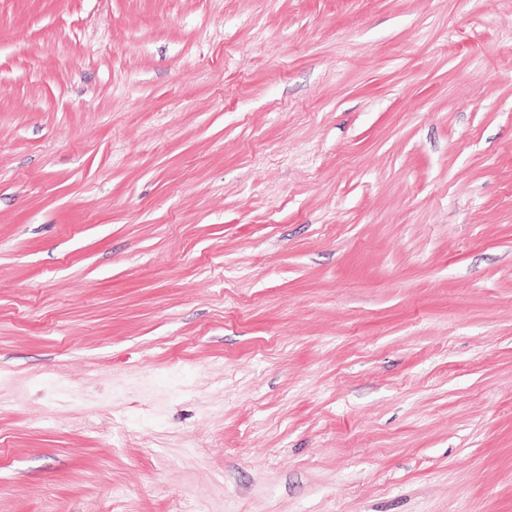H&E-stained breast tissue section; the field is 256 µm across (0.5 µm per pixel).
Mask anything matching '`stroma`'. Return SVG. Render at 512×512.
I'll use <instances>...</instances> for the list:
<instances>
[{
  "instance_id": "obj_1",
  "label": "stroma",
  "mask_w": 512,
  "mask_h": 512,
  "mask_svg": "<svg viewBox=\"0 0 512 512\" xmlns=\"http://www.w3.org/2000/svg\"><path fill=\"white\" fill-rule=\"evenodd\" d=\"M0 512H512V0H0Z\"/></svg>"
}]
</instances>
